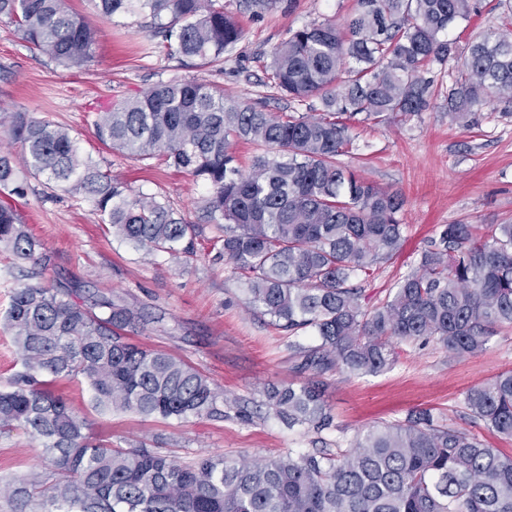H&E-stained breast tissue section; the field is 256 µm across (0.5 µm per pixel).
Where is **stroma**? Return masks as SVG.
Returning <instances> with one entry per match:
<instances>
[{
  "label": "stroma",
  "instance_id": "stroma-1",
  "mask_svg": "<svg viewBox=\"0 0 512 512\" xmlns=\"http://www.w3.org/2000/svg\"><path fill=\"white\" fill-rule=\"evenodd\" d=\"M240 22L244 36L223 61L169 55L140 14L101 18L92 0H66L96 30L93 58L65 68L29 47L11 25L0 22V150L20 153L7 130L12 116L26 112L69 130L82 156L122 181L128 194L157 196L174 217L195 227L194 250L170 256L122 240L102 223L92 203L45 178L23 174L26 194L17 208L28 232L50 259L42 267L14 265L0 249V390L10 387L21 362L3 316L11 292L21 283L49 280L109 292L149 318L135 337L141 346L168 352L192 365L231 404L220 418L161 419L96 410L84 378L60 380L56 393L85 418L93 438L116 448L139 444L158 448L179 461L223 455L274 458L288 451L346 448L372 425L401 420L427 409L448 425L475 434L486 445L512 454V439L489 433L474 422L464 394L499 372L512 369V327H503L486 350L452 357L436 341L402 342L399 361L377 375L333 373L325 398L333 424L317 432L288 427L268 417L266 385L297 380L296 345L312 346L304 333L291 339L269 317L249 310L233 266L220 253V235L206 212L208 186L163 161H139L100 143L94 121L113 101L136 97L170 80L194 79L224 89L230 99L264 96L268 111L309 113L313 102L289 101L271 86L272 54L288 30L330 18L343 21L355 0H274L269 8L246 0H217ZM498 0H481V9L448 33L455 51L428 76L448 88L461 69L470 43L502 31ZM477 126L468 129L448 116L444 96L401 122L353 121L354 149L344 165L357 168L375 185L401 191L406 243L395 259L378 264L362 282L361 303L380 306L390 290L413 272L421 251L444 225L503 224L512 221V112L488 102L475 107ZM42 449L22 431L0 433V479L11 480L42 469Z\"/></svg>",
  "mask_w": 512,
  "mask_h": 512
}]
</instances>
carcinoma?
Masks as SVG:
<instances>
[{
  "label": "carcinoma",
  "mask_w": 512,
  "mask_h": 512,
  "mask_svg": "<svg viewBox=\"0 0 512 512\" xmlns=\"http://www.w3.org/2000/svg\"><path fill=\"white\" fill-rule=\"evenodd\" d=\"M101 17L150 19L169 53L216 60L243 38L215 0H94ZM478 0H356L344 23H310L272 55L284 98H316L321 112H270L262 100H228L190 79L160 83L94 121L98 140L138 159L166 162L207 183V210L224 233V257L239 274L246 303L296 336L303 347L295 383L264 390L274 417L316 431L331 427L323 376L378 373L397 363L395 344L434 339L454 357L484 351L512 327V223L447 224L420 253L382 306L367 310L353 277H369L404 240L397 190L366 181L339 157L353 147L350 121L410 117L427 110L434 81L421 69L448 61L445 34ZM0 21L64 67L93 55L95 29L64 0H0ZM512 104V37L475 41L448 86V116L472 123L490 98ZM0 154V247L14 259L43 261L42 244L9 203L24 195L19 168L91 196L104 224L126 241L176 254L193 249L192 225L166 203L125 187L81 156L64 128L17 112ZM260 143L252 171L235 144ZM144 320L110 293L24 284L14 289L6 325L21 361L0 391V432L24 430L39 442L45 471L0 486V499L25 512H512V455L448 426L428 410L357 435L347 450L290 452L272 459L207 456L178 462L156 448H114L86 433L85 419L50 388L81 375L96 406L145 417L223 415L219 393L184 361L131 342ZM469 415L512 438V370L468 389Z\"/></svg>",
  "instance_id": "obj_1"
}]
</instances>
